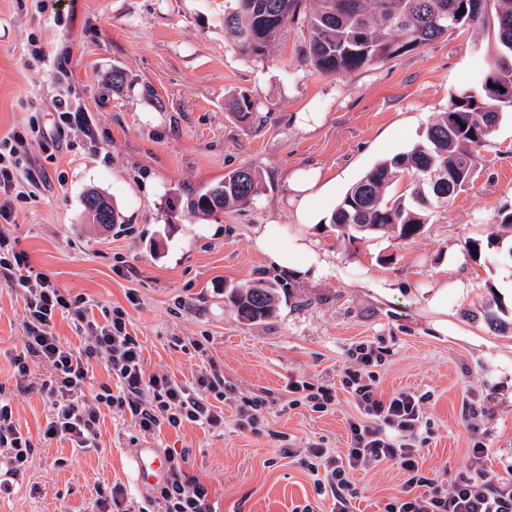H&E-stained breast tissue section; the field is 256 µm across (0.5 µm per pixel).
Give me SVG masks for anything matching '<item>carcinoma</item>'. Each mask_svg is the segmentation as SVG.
<instances>
[{
    "label": "carcinoma",
    "instance_id": "cac0c4a2",
    "mask_svg": "<svg viewBox=\"0 0 512 512\" xmlns=\"http://www.w3.org/2000/svg\"><path fill=\"white\" fill-rule=\"evenodd\" d=\"M236 0L224 13V30L234 49L253 60L265 58L285 25L303 16L309 37L305 52L313 67L325 74H351L365 66L394 59L439 40L448 32L469 28L488 31V62L479 88L449 98L424 134L423 142L381 161L355 183L337 205L331 224L352 241L375 233L413 238L430 223L434 207L446 206L468 183L484 147L504 112H512V0ZM255 103L246 96L230 106L245 122ZM410 180L409 194L393 192L401 179ZM259 176L249 167L224 174V179L188 196L187 210L211 216L228 207L250 204L259 191ZM92 190L84 208L92 222L105 228L118 213ZM291 283L257 279L231 290V302L248 321H262L277 310Z\"/></svg>",
    "mask_w": 512,
    "mask_h": 512
}]
</instances>
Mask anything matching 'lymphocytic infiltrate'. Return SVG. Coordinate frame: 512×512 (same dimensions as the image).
Listing matches in <instances>:
<instances>
[{
	"label": "lymphocytic infiltrate",
	"instance_id": "f902f5d3",
	"mask_svg": "<svg viewBox=\"0 0 512 512\" xmlns=\"http://www.w3.org/2000/svg\"><path fill=\"white\" fill-rule=\"evenodd\" d=\"M22 141L17 131L0 137V220L8 224L14 219L15 200L23 197L25 185L33 179L17 157L16 146ZM0 282L13 288L24 305L25 342L14 357L16 386L25 388L30 380L29 359L40 361L49 371L41 383L53 407L42 430L44 439L67 440L76 452L94 449L104 413L115 408L128 412L133 426L148 435L165 427L177 431L188 424L223 429L222 403L233 388L216 364L200 368L188 384L148 370L122 307L103 310L101 318H94L87 297L71 294L47 274L35 271L3 232ZM59 315L74 324L79 344L56 335ZM354 356L357 366L345 370L340 387L317 386L303 379L285 386L293 406L326 411L341 389L353 396L361 412L348 423L350 443L345 454L319 443L302 455L293 448L282 450L285 456H300L302 466L315 474V493L329 502V512H355L359 492L351 480L353 472L370 462L389 461L399 464L405 480L401 495L386 503L384 512H512V486L493 482L481 469L458 473L449 487L437 485L419 463L427 394L402 391L383 397L374 385V369L384 360L383 348L362 343ZM96 359L104 362L110 380L88 397L83 389ZM12 404L0 393V464L6 468L0 495L12 493L14 479L23 475L33 452L32 438L17 424ZM164 458V476L144 505L129 504L126 489L116 483L92 502L90 512H211L207 486L185 471L186 452L169 448Z\"/></svg>",
	"mask_w": 512,
	"mask_h": 512
}]
</instances>
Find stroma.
Instances as JSON below:
<instances>
[{"mask_svg": "<svg viewBox=\"0 0 512 512\" xmlns=\"http://www.w3.org/2000/svg\"><path fill=\"white\" fill-rule=\"evenodd\" d=\"M230 0H0V135L26 134L24 151L41 183L16 201L5 230L17 252L58 286L98 308L124 307L149 370L192 382L216 363L237 395L265 399L267 435L239 430L235 404H224V428L196 425L139 433L129 417L105 414L99 451L39 439L51 413L31 363V389H17L13 358L23 349V303L0 283V389L14 417L34 436L31 463L0 497V512H88L98 492L137 485L139 448L187 450L189 475L210 491L212 512H323L313 475L279 450L319 443L345 453L347 422L359 411L339 387L352 350L387 349L377 368L380 393H429L423 419L432 434L422 468L440 486L471 465L512 484V237L498 223L512 210V114H504L480 152L474 180L449 205L434 209L422 234L339 238L327 220L347 190L372 167L422 142L447 111L450 95L473 87L486 66L487 37L465 29L348 75L321 74L306 60L308 34L288 22L271 56L239 55L224 31ZM124 74L113 88L112 72ZM247 95L257 110L237 121L228 102ZM85 113L88 124L46 138L56 102ZM302 112L321 115L299 122ZM242 165L261 176L242 208L214 217L181 209L182 195L220 182ZM318 167L335 186L317 203L325 225L297 223L285 179ZM108 195L122 221L104 230L83 207L88 189ZM275 223L282 243L307 235L326 272L294 279L292 296L274 316L239 320L232 288L279 271L254 247L260 225ZM500 235L473 254L468 243ZM137 304H129L128 293ZM501 299L505 329L489 326L485 305ZM448 326L435 330L440 309ZM204 340L205 353L191 343ZM336 386L326 412L288 404L289 379ZM485 456L473 460L474 441ZM357 512H383L399 495L398 464L356 471Z\"/></svg>", "mask_w": 512, "mask_h": 512, "instance_id": "35a3bbf8", "label": "stroma"}]
</instances>
